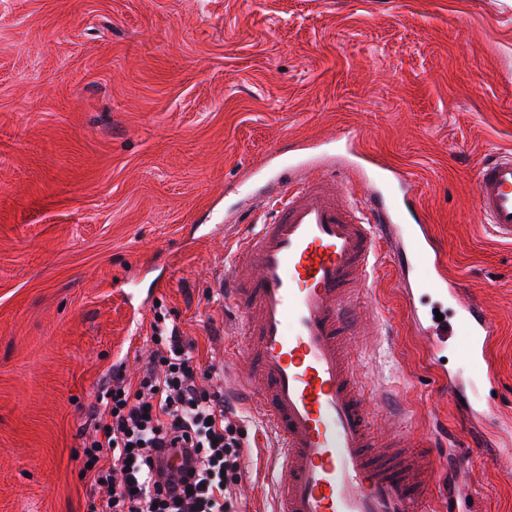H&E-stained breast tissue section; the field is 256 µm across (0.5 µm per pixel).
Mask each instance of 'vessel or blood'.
Returning <instances> with one entry per match:
<instances>
[{
    "mask_svg": "<svg viewBox=\"0 0 512 512\" xmlns=\"http://www.w3.org/2000/svg\"><path fill=\"white\" fill-rule=\"evenodd\" d=\"M274 180L247 208L264 221L232 254L220 288L244 336L230 358L235 381L257 397L278 438L275 512H425L433 455L400 436L378 442L350 350L360 330L351 289L368 287L383 243L403 274L431 263L432 292L461 302L458 324H429L435 348L458 329L468 357L486 362L493 325L449 283L409 173L352 145L340 160L302 155ZM477 183L489 230L512 242V154L485 161Z\"/></svg>",
    "mask_w": 512,
    "mask_h": 512,
    "instance_id": "b4317fda",
    "label": "vessel or blood"
}]
</instances>
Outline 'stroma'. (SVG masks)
I'll use <instances>...</instances> for the list:
<instances>
[{
  "label": "stroma",
  "mask_w": 512,
  "mask_h": 512,
  "mask_svg": "<svg viewBox=\"0 0 512 512\" xmlns=\"http://www.w3.org/2000/svg\"><path fill=\"white\" fill-rule=\"evenodd\" d=\"M351 136L412 175L449 279L498 328L495 387L457 351L432 364L380 251L352 345L377 432L462 428L436 380L459 369L510 456L472 448L458 474L512 512V244L475 207L481 163L512 151V0H0V512L100 503L93 408L159 311L247 431L239 512H274V429L211 373L242 342L219 276L271 151Z\"/></svg>",
  "instance_id": "1"
}]
</instances>
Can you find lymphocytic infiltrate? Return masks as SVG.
<instances>
[{
    "label": "lymphocytic infiltrate",
    "instance_id": "lymphocytic-infiltrate-1",
    "mask_svg": "<svg viewBox=\"0 0 512 512\" xmlns=\"http://www.w3.org/2000/svg\"><path fill=\"white\" fill-rule=\"evenodd\" d=\"M153 339L137 390L113 376L100 436L85 450L89 462L105 449L115 460L94 476L106 512H235L244 431L223 395L199 382L164 315L155 317Z\"/></svg>",
    "mask_w": 512,
    "mask_h": 512
}]
</instances>
